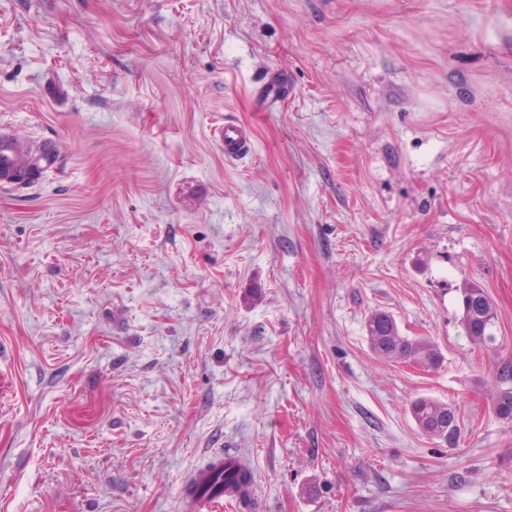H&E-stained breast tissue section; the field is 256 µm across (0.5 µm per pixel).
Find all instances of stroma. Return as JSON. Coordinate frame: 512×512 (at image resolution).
Wrapping results in <instances>:
<instances>
[{"label": "stroma", "instance_id": "1", "mask_svg": "<svg viewBox=\"0 0 512 512\" xmlns=\"http://www.w3.org/2000/svg\"><path fill=\"white\" fill-rule=\"evenodd\" d=\"M1 122L61 155L0 189V512H178L218 448L264 512H512V0H0ZM215 136L224 146V158L226 160H238L251 150L249 132L233 121H224V126H220L215 131ZM459 307V323L465 336L474 344H493L497 313L486 291L476 283L464 285L460 289ZM365 329L371 350L382 358L427 370L440 367L444 361L437 345L424 337L401 334L395 318L385 311L372 312ZM409 413L423 434L448 448L458 446L462 427L453 404L431 397H418L410 402Z\"/></svg>", "mask_w": 512, "mask_h": 512}]
</instances>
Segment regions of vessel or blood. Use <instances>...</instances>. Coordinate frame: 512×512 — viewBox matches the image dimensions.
<instances>
[{
    "label": "vessel or blood",
    "instance_id": "1",
    "mask_svg": "<svg viewBox=\"0 0 512 512\" xmlns=\"http://www.w3.org/2000/svg\"><path fill=\"white\" fill-rule=\"evenodd\" d=\"M215 136L224 147L226 160L235 161L251 149L249 132L233 121H225ZM57 147L50 142L29 146L5 125H0V185L19 187L14 174L28 165H38L42 171L55 170ZM244 462L238 452L221 448L211 452L190 471L180 488L179 512H219L223 504L233 505L242 512L245 501H258L255 484L241 481Z\"/></svg>",
    "mask_w": 512,
    "mask_h": 512
}]
</instances>
